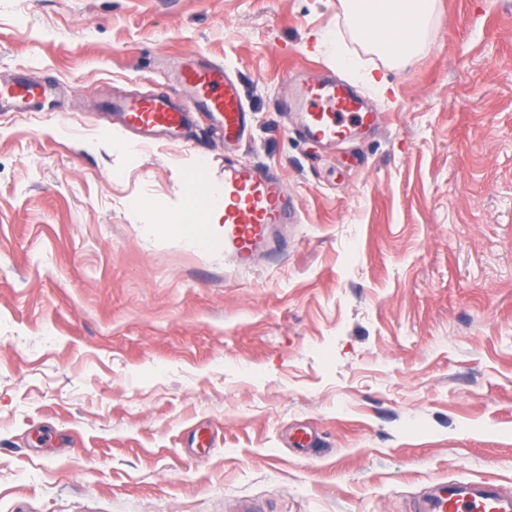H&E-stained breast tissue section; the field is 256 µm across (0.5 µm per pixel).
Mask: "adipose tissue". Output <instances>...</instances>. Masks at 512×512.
I'll use <instances>...</instances> for the list:
<instances>
[{"mask_svg":"<svg viewBox=\"0 0 512 512\" xmlns=\"http://www.w3.org/2000/svg\"><path fill=\"white\" fill-rule=\"evenodd\" d=\"M353 36L394 62L408 61L429 45V25L436 0H339ZM188 201L154 217L145 207L150 229L180 239L192 249L212 250L223 244L224 191L205 184L201 166L184 176Z\"/></svg>","mask_w":512,"mask_h":512,"instance_id":"ef3b65f1","label":"adipose tissue"}]
</instances>
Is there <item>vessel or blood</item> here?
Listing matches in <instances>:
<instances>
[{"mask_svg":"<svg viewBox=\"0 0 512 512\" xmlns=\"http://www.w3.org/2000/svg\"><path fill=\"white\" fill-rule=\"evenodd\" d=\"M178 81L193 94L198 111L207 113L223 130L225 141L235 142L243 136L250 117L238 85L222 66L187 61ZM50 94L49 86L21 78L0 82V100L18 110ZM292 105L301 114L303 137L321 143L345 140L355 131L372 128L378 119L376 113L365 111L348 87L329 80L300 87ZM111 109L127 129L143 135L163 131L175 136L190 121L187 111L169 94L117 100ZM297 220L278 174L246 162H225L224 246L235 250L239 263L251 261L272 245L279 225ZM417 512H512V495L489 479L441 481L420 501Z\"/></svg>","mask_w":512,"mask_h":512,"instance_id":"obj_1","label":"vessel or blood"}]
</instances>
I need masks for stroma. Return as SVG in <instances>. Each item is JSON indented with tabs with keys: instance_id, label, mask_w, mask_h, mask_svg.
I'll use <instances>...</instances> for the list:
<instances>
[{
	"instance_id": "obj_1",
	"label": "stroma",
	"mask_w": 512,
	"mask_h": 512,
	"mask_svg": "<svg viewBox=\"0 0 512 512\" xmlns=\"http://www.w3.org/2000/svg\"><path fill=\"white\" fill-rule=\"evenodd\" d=\"M394 63L338 0H0V512H412L448 479L512 492V0H437ZM332 30L353 61L312 51ZM223 65L252 116L232 148L126 153L110 100ZM383 75L381 123L338 148L283 109L299 74ZM278 172L300 221L236 267L148 233L197 158ZM303 429L316 446L291 448ZM51 90L47 85L31 83L22 78L0 82V100L17 110H26L38 99H46Z\"/></svg>"
}]
</instances>
